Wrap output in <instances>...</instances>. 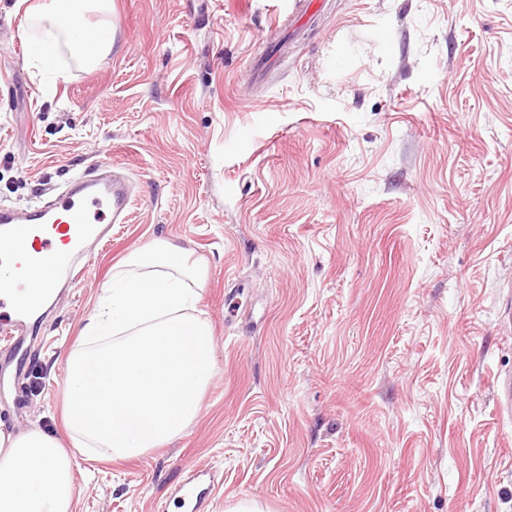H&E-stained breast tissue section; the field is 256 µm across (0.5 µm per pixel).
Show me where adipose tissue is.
<instances>
[{
	"instance_id": "ef3b65f1",
	"label": "adipose tissue",
	"mask_w": 512,
	"mask_h": 512,
	"mask_svg": "<svg viewBox=\"0 0 512 512\" xmlns=\"http://www.w3.org/2000/svg\"><path fill=\"white\" fill-rule=\"evenodd\" d=\"M31 25L20 36L32 46L28 65L65 81L62 58L88 70L112 52V24L105 15L112 0H17ZM100 15L90 24V15ZM73 459L62 440L33 429L0 430V512H72Z\"/></svg>"
}]
</instances>
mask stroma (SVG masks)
I'll use <instances>...</instances> for the list:
<instances>
[{
	"label": "stroma",
	"mask_w": 512,
	"mask_h": 512,
	"mask_svg": "<svg viewBox=\"0 0 512 512\" xmlns=\"http://www.w3.org/2000/svg\"><path fill=\"white\" fill-rule=\"evenodd\" d=\"M112 0V54L48 89L0 0V202L105 160L127 223L33 336L0 428L64 434L67 355L152 241L205 270L198 417L74 458L72 512H512L492 375L512 282V0Z\"/></svg>",
	"instance_id": "obj_1"
}]
</instances>
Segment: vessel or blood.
<instances>
[{
  "mask_svg": "<svg viewBox=\"0 0 512 512\" xmlns=\"http://www.w3.org/2000/svg\"><path fill=\"white\" fill-rule=\"evenodd\" d=\"M130 200L127 178L121 173L96 177L78 174L57 196L26 208L0 204V275L12 277L0 288V370H20L29 336L35 332L36 303L30 299L26 277L39 275L45 297H52L61 273L80 281L82 271L73 254L104 225L124 223ZM497 410L512 417V371L493 376Z\"/></svg>",
  "mask_w": 512,
  "mask_h": 512,
  "instance_id": "b4317fda",
  "label": "vessel or blood"
}]
</instances>
